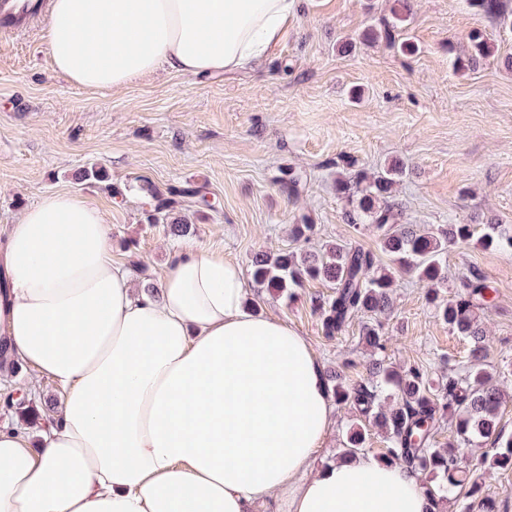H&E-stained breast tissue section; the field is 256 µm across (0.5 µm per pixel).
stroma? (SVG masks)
<instances>
[{
    "label": "stroma",
    "mask_w": 512,
    "mask_h": 512,
    "mask_svg": "<svg viewBox=\"0 0 512 512\" xmlns=\"http://www.w3.org/2000/svg\"><path fill=\"white\" fill-rule=\"evenodd\" d=\"M506 2L504 18L492 19L467 0H410L406 36L416 51L409 54L383 39H361L389 17L388 0H297L279 42L250 69L189 77L163 66L115 90L59 76L45 22L0 30V225L14 223L45 194H79L106 212L113 259L145 270L152 281L187 245L249 271L255 253L294 247L292 228L303 220L315 226L308 250L346 242L379 252L372 228L347 221L336 178L349 169L373 173L399 158L409 166L396 187L405 223L512 230V0ZM473 31L491 38L496 52L454 70ZM89 163L106 168L122 197L103 184L75 181ZM292 173L302 179L296 195L285 186ZM143 179L162 190L205 185L212 209L192 201L181 208L195 234L175 239L165 225L145 223L137 189ZM447 262L445 295L473 272L497 290L485 313L488 362L509 373L499 425L510 437L512 251L471 242L451 249ZM426 291L414 278L401 279L394 310L382 320L385 362L436 376L462 368L468 346L436 318ZM330 293L326 283L309 281L286 302L247 288L253 311L272 312L305 336L324 372L366 379L360 321L333 338L321 330L311 300ZM59 399L54 380L18 364L0 380V424L22 423L26 409L38 410L39 424H47ZM457 454L481 476L497 512H512V469L493 465L490 445H463Z\"/></svg>",
    "instance_id": "1"
}]
</instances>
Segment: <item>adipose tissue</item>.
<instances>
[{
  "label": "adipose tissue",
  "instance_id": "obj_1",
  "mask_svg": "<svg viewBox=\"0 0 512 512\" xmlns=\"http://www.w3.org/2000/svg\"><path fill=\"white\" fill-rule=\"evenodd\" d=\"M296 0H51L54 70L118 89L159 66L232 73ZM0 334L62 397L38 440L0 425V512H435L417 472L320 466L333 417L309 341L246 304L240 266L188 246L153 287L112 259L103 211L44 195L0 235Z\"/></svg>",
  "mask_w": 512,
  "mask_h": 512
}]
</instances>
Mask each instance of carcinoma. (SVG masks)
Here are the masks:
<instances>
[{
	"label": "carcinoma",
	"mask_w": 512,
	"mask_h": 512,
	"mask_svg": "<svg viewBox=\"0 0 512 512\" xmlns=\"http://www.w3.org/2000/svg\"><path fill=\"white\" fill-rule=\"evenodd\" d=\"M394 23L384 24L383 32L369 28L363 39L375 42L383 37L396 43L395 32L409 17L408 0H392ZM472 8L485 15H501L502 0H470ZM467 60H457L459 67L471 66L491 56L494 45L480 32L468 35ZM408 165L395 159L382 170L369 175L336 180V192L345 199L346 216L352 224H371L378 232L381 250L399 269L417 276L429 287L428 300L436 317L470 344L466 366L450 370L448 376L433 378L413 365L399 373L384 364L386 336L377 318L391 312L397 288L394 272L383 267L370 250L349 244L331 243L318 252L297 253L282 250L252 257V281L273 291L278 298L291 299L294 289L310 280L331 284L333 293L317 297L313 309L318 313L322 331L332 338L342 334L353 320L362 317V339L372 353L369 379L346 383L342 373L330 376L336 402L350 403L360 414L347 432L344 456L366 450L373 428L384 434L387 448L380 459L390 464H405L426 478L423 488L443 506L447 493L468 486L467 498L459 502V512H471L468 499L481 492L479 477L462 466L451 448L468 444L476 438L493 445V465L512 468V437L505 438L498 427L502 391L498 376L488 370V345L481 327L480 313L490 306L492 287L480 274L465 278L463 294L448 299L440 297L448 284V251L470 241L477 226L473 224L431 225L422 230L402 223V206L396 202L395 187L406 175ZM78 181L105 182V168L91 163L75 173ZM140 192L150 198L144 210L148 224L164 223L174 237L190 233L192 225L177 216L183 199L191 197L206 205V194L199 186L171 185L160 190L149 182ZM486 249L512 250V234L488 224L479 237ZM456 419L448 447L437 446L436 434L448 418Z\"/></svg>",
	"instance_id": "carcinoma-1"
}]
</instances>
